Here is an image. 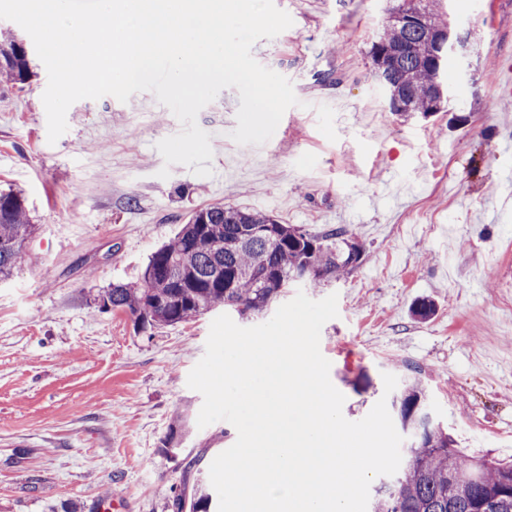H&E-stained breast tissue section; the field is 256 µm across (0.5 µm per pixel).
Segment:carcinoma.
<instances>
[{"instance_id":"obj_1","label":"carcinoma","mask_w":512,"mask_h":512,"mask_svg":"<svg viewBox=\"0 0 512 512\" xmlns=\"http://www.w3.org/2000/svg\"><path fill=\"white\" fill-rule=\"evenodd\" d=\"M389 17L369 51L389 110L410 116L448 109L447 0H391ZM0 75L7 83L30 76L25 45L0 32ZM23 193L0 191V281L24 261L34 232ZM361 246L343 225L310 232L273 214L214 204L196 210L158 247L138 282L118 283L99 295L102 307L131 314L142 328L188 323L221 308L240 316L266 312L288 289L318 288L357 268ZM415 374L394 405L412 443L399 474L381 483L370 512H512V464L469 456L440 426L425 425L426 394ZM207 484L191 497H173L172 512H210Z\"/></svg>"}]
</instances>
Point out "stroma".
I'll use <instances>...</instances> for the list:
<instances>
[{"mask_svg":"<svg viewBox=\"0 0 512 512\" xmlns=\"http://www.w3.org/2000/svg\"><path fill=\"white\" fill-rule=\"evenodd\" d=\"M388 0H292L290 28L252 48L299 100L260 146L237 144V88L197 116L213 157L165 167L156 144L181 124L150 92L83 99L47 140V71L0 83V189L22 190L39 229L0 283V512H172L175 491L208 478L237 439L198 428L187 385L212 315L138 330L101 310L100 289L136 280L148 255L196 209L221 203L327 229L353 211L361 264L307 289L338 296L321 330L346 419L382 397V376L424 371L427 408L468 455L512 463V0H452L471 53L450 59L447 111L390 112L368 51ZM431 300L427 319L412 313ZM185 429H173L176 417Z\"/></svg>","mask_w":512,"mask_h":512,"instance_id":"stroma-1","label":"stroma"}]
</instances>
